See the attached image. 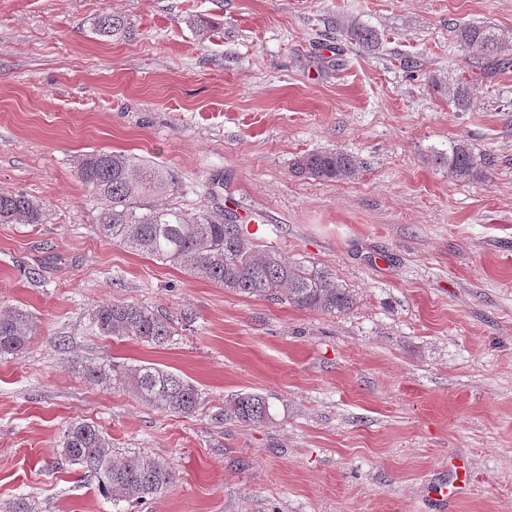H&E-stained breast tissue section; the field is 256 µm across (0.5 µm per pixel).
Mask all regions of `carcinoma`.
Here are the masks:
<instances>
[{"label": "carcinoma", "mask_w": 512, "mask_h": 512, "mask_svg": "<svg viewBox=\"0 0 512 512\" xmlns=\"http://www.w3.org/2000/svg\"><path fill=\"white\" fill-rule=\"evenodd\" d=\"M96 34L116 36L127 28L118 15H104L93 24ZM346 41L363 50L381 45L379 34L351 22L339 29ZM458 47L472 54L483 70L512 68V36L487 24H466L455 30ZM474 98L470 83L456 85L452 99L459 111L469 109ZM431 161L448 168L462 181L486 176L490 159L474 152L462 139L448 142V151L435 152ZM361 162L340 149L313 151L298 157L293 172L323 180L355 178ZM77 176L103 204L100 230L105 237L135 252L169 263L188 274L212 281L250 297L288 303L324 314L345 312L354 305L350 291L326 269L290 262L257 249L251 233L229 215L207 212L188 214L165 202L177 181L167 169L131 153L94 151L78 161ZM41 204L24 192H0V224H40ZM91 327L100 336L135 338L155 346L173 335L172 319L154 309L131 302L102 303L90 313ZM34 324L28 313L11 309L0 314V354H15L28 346ZM87 380L102 387H120L142 403L165 413L191 414L202 404L200 390L190 381L154 363L128 366L117 362L85 367ZM270 417L265 397L240 393L220 408L215 419H233L256 425ZM60 456L81 467L94 479L101 495L114 502L143 503L166 490L176 473L170 462L132 452L112 460L108 438L94 423L74 418L62 431Z\"/></svg>", "instance_id": "cac0c4a2"}]
</instances>
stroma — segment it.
Here are the masks:
<instances>
[{
  "mask_svg": "<svg viewBox=\"0 0 512 512\" xmlns=\"http://www.w3.org/2000/svg\"><path fill=\"white\" fill-rule=\"evenodd\" d=\"M111 13L128 35L95 34ZM351 21L379 50L341 39ZM473 23L512 32V0H0V192L45 211L0 224V313L35 326L0 356V503L116 512L61 461L80 416L113 457L175 468L132 512H512V69L456 48ZM461 81L478 88L464 112ZM457 138L493 157L483 180L432 164ZM336 148L355 179L293 173ZM97 150L171 170L187 212L266 224L259 249L329 269L353 307L237 294L105 238L76 174ZM104 302L173 316L176 334L98 336ZM103 360L178 372L204 404L163 413L89 384ZM238 393L267 397L269 420L214 423Z\"/></svg>",
  "mask_w": 512,
  "mask_h": 512,
  "instance_id": "35a3bbf8",
  "label": "stroma"
}]
</instances>
